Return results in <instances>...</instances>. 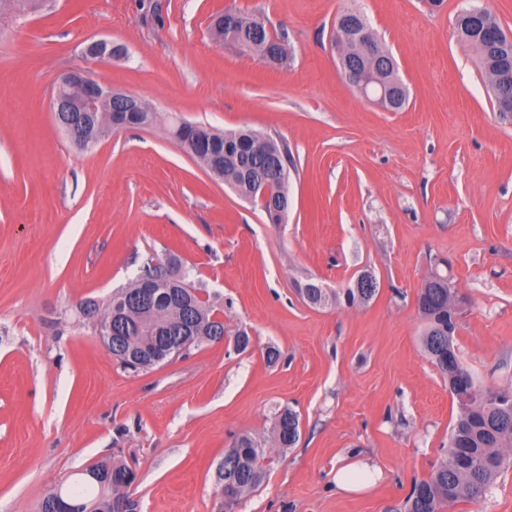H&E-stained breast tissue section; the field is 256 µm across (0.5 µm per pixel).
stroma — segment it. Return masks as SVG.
I'll list each match as a JSON object with an SVG mask.
<instances>
[{"mask_svg":"<svg viewBox=\"0 0 512 512\" xmlns=\"http://www.w3.org/2000/svg\"><path fill=\"white\" fill-rule=\"evenodd\" d=\"M470 8L512 31V0H43L0 20V512H37L116 455L136 468L135 512H218L215 471L241 434L262 441L266 475L236 512H403L457 412L421 345L416 296L439 261L464 298L462 362L481 387L512 390V114L496 112L456 31ZM227 10L263 18L287 64L214 39ZM345 11L395 58L403 110L343 77L330 34ZM98 39L126 49L98 80L158 120L82 150L51 90ZM175 118L286 144L285 223L181 149ZM150 255L190 269L226 335L135 373L79 306L108 302ZM364 272L376 295L347 304ZM309 282L336 303L307 304ZM286 408L300 435L282 450L272 429ZM363 457L381 477L337 491V467ZM449 512H512V463Z\"/></svg>","mask_w":512,"mask_h":512,"instance_id":"1","label":"stroma"}]
</instances>
